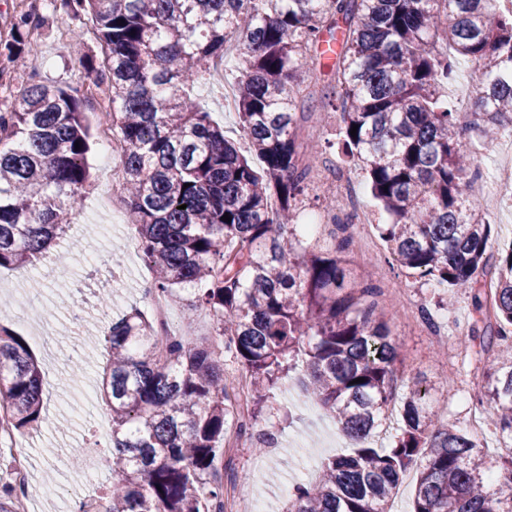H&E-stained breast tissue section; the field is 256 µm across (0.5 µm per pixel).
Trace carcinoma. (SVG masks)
Masks as SVG:
<instances>
[{
  "label": "carcinoma",
  "mask_w": 512,
  "mask_h": 512,
  "mask_svg": "<svg viewBox=\"0 0 512 512\" xmlns=\"http://www.w3.org/2000/svg\"><path fill=\"white\" fill-rule=\"evenodd\" d=\"M91 15L97 68L111 92L112 130L126 145L121 177L151 288L216 320L224 356L187 338L157 347L133 310L109 327L102 393L112 419L104 512H224V449L234 395L224 360L246 370L247 417L271 408L282 376L310 371L304 397L354 441L313 484L288 492L283 512H390L416 471L411 512H512V248L472 196L480 166L444 91L459 59L479 64L473 101L482 146L512 126V0H63ZM38 16L21 14L0 56L13 62ZM238 47L240 131L252 157L224 135L194 89ZM86 88L30 77L0 111V268L29 264L67 234L64 215L89 178ZM389 221L377 224L398 274L471 299L470 335L457 348L481 364L474 407L500 435L442 423L434 387L398 389L404 364L376 286L345 284L350 238L320 245L295 233L319 150L322 113ZM358 126L351 136L352 126ZM80 146H75V142ZM277 209L269 210L270 201ZM186 208H181V205ZM344 197L327 211L350 224ZM229 215L231 221L221 220ZM364 382L357 383L355 379ZM41 369L26 341L0 326V409L15 429L41 419ZM389 444L373 433L390 406Z\"/></svg>",
  "instance_id": "cac0c4a2"
}]
</instances>
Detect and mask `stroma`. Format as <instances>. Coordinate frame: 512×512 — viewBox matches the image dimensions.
<instances>
[{
  "mask_svg": "<svg viewBox=\"0 0 512 512\" xmlns=\"http://www.w3.org/2000/svg\"><path fill=\"white\" fill-rule=\"evenodd\" d=\"M38 15L41 23L33 35L40 45L34 54L40 68L38 78L60 87L88 85L94 77L88 62L99 61L100 46L87 36L92 23L62 7L59 0H0V40L11 37L15 19L22 13ZM82 35L80 47H73L75 35ZM232 80L217 72L199 85L196 95L225 134L239 138L236 110L226 108L224 96ZM88 163L90 177L78 189L79 203L62 249L68 267L63 272L43 275L41 267L0 269V325L20 334L38 360L43 376L41 425L16 431V445L0 449V475L16 457H24L30 472L28 485L31 512H56L58 493L69 490L83 500H103L109 491L111 438L107 406L99 391V379L107 363L105 331L112 321L132 309H145L143 284L151 271L137 250L135 230L127 213L112 217L101 208L107 192L108 176L100 162L99 138H91ZM110 234H102V226ZM112 286V302L102 301L103 284ZM23 297L30 314L36 315L47 334L35 340L27 325L17 320L16 297ZM171 321L184 336L198 342L216 344L218 335L212 315L192 308L187 299L170 303ZM393 332L406 354L399 379L419 378L433 385L446 420L466 427L472 407L471 394L459 386H446L448 362L438 355L432 333L423 323L396 318ZM296 375L284 377L266 423L280 425L279 444L256 452L250 448L234 451L237 469L248 472L250 481L241 492L247 512H282L281 485L292 483L303 469L319 468L328 457L337 455L334 444L340 433L329 412L304 403L299 398ZM96 455L99 463L94 481L81 480L77 469L85 455Z\"/></svg>",
  "mask_w": 512,
  "mask_h": 512,
  "instance_id": "1",
  "label": "stroma"
}]
</instances>
